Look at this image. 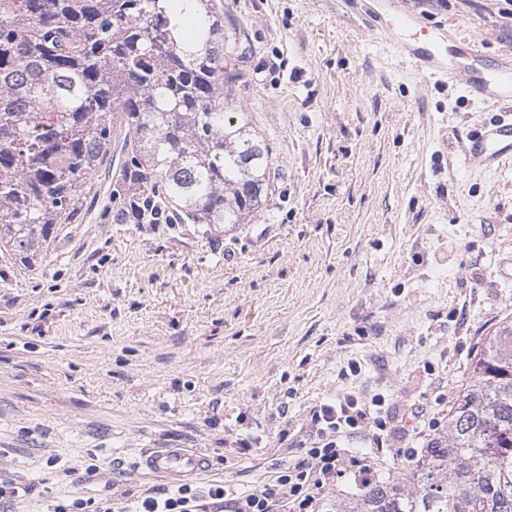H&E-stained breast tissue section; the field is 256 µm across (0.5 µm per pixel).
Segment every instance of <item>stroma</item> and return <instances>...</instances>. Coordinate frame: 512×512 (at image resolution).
<instances>
[{
    "mask_svg": "<svg viewBox=\"0 0 512 512\" xmlns=\"http://www.w3.org/2000/svg\"><path fill=\"white\" fill-rule=\"evenodd\" d=\"M227 96L278 173L248 224H144L114 166L42 265H0V474L33 494L134 498L143 456L193 448L194 483L252 489L299 455L320 403L392 412L453 399L512 314V156L466 158L512 109L410 63L373 13L407 8L487 61L512 55L502 0H223ZM54 310L42 317L45 304ZM257 438L248 459L236 435ZM96 464L73 483L65 468Z\"/></svg>",
    "mask_w": 512,
    "mask_h": 512,
    "instance_id": "stroma-1",
    "label": "stroma"
}]
</instances>
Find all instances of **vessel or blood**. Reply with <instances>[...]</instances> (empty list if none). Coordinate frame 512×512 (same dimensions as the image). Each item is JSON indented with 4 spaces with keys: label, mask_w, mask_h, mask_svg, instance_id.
Here are the masks:
<instances>
[{
    "label": "vessel or blood",
    "mask_w": 512,
    "mask_h": 512,
    "mask_svg": "<svg viewBox=\"0 0 512 512\" xmlns=\"http://www.w3.org/2000/svg\"><path fill=\"white\" fill-rule=\"evenodd\" d=\"M374 28L387 35L402 52L427 71L466 82L469 92L512 103V58L485 66L480 44L469 40L453 50L438 38L413 11H388L375 15ZM512 155V123L500 125L472 141L467 156L488 161ZM142 464L151 472L180 483L206 471L207 456L196 450L164 448L145 455Z\"/></svg>",
    "instance_id": "vessel-or-blood-1"
}]
</instances>
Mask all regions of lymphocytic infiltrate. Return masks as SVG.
I'll return each mask as SVG.
<instances>
[{
	"label": "lymphocytic infiltrate",
	"instance_id": "f902f5d3",
	"mask_svg": "<svg viewBox=\"0 0 512 512\" xmlns=\"http://www.w3.org/2000/svg\"><path fill=\"white\" fill-rule=\"evenodd\" d=\"M385 404L380 395L367 399L348 394L316 406L298 458L283 466L274 480L249 491L223 483L204 489L182 483L148 490L130 503L76 498L51 505L49 512H321L326 490L335 483L341 465L352 457L350 445L355 437H367L374 449L370 463L357 465L353 471L355 480L365 485L375 479L386 448L400 433H407L411 455L434 437L442 423L440 409L445 400L436 398L430 408L412 405L407 429L401 428Z\"/></svg>",
	"mask_w": 512,
	"mask_h": 512
}]
</instances>
